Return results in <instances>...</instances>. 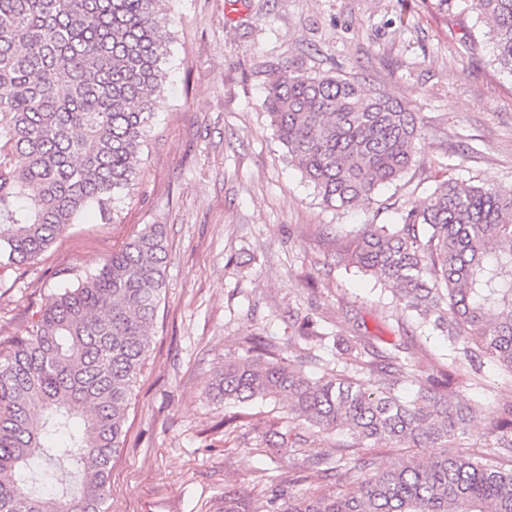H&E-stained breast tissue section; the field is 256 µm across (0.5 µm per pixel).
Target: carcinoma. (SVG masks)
Wrapping results in <instances>:
<instances>
[{
	"label": "carcinoma",
	"instance_id": "cac0c4a2",
	"mask_svg": "<svg viewBox=\"0 0 512 512\" xmlns=\"http://www.w3.org/2000/svg\"><path fill=\"white\" fill-rule=\"evenodd\" d=\"M495 61L512 74V0H474ZM169 20L159 0H0V266L38 258L87 208L107 217L136 179L139 151L166 71ZM264 106L288 161L324 204L371 199L413 164L417 113L380 91L330 74L285 69ZM336 261L374 276L395 306L462 339L463 361L445 382L408 400L403 348L381 356L367 336L346 372L307 377L253 346L224 362L215 389L239 404L272 399L327 434L348 428L358 445L436 448L371 474L339 450L311 448L295 479L325 467L338 490L301 498L260 491L224 495V512H512V399L489 421L494 446L448 454L468 411L448 388L484 362L512 373V188L437 181L397 224H363ZM168 262L160 224H147L97 272L54 293L31 336L0 357V512H105L137 379L147 360ZM72 468L74 488H53Z\"/></svg>",
	"mask_w": 512,
	"mask_h": 512
}]
</instances>
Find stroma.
Here are the masks:
<instances>
[{"mask_svg":"<svg viewBox=\"0 0 512 512\" xmlns=\"http://www.w3.org/2000/svg\"><path fill=\"white\" fill-rule=\"evenodd\" d=\"M168 80L141 148L135 185L112 220L86 213L37 259L0 267V343L30 336L52 293L72 287L148 224L164 227L169 261L147 364L112 467L107 512H220L225 494L298 498L304 451L347 445L348 464L375 470L406 457L353 447L348 429L318 434L282 403H225L212 385L226 359L260 338L306 376L342 367L347 340L407 348L417 367L401 391L443 380L461 343L411 314L373 276L336 262L337 236L395 224L436 177L512 186V74L493 62L472 0H162ZM362 81L420 119V156L358 206L327 208L285 158L265 114L281 69ZM312 320V330L302 328ZM450 393L471 410L450 452L489 445V413L512 397V374L486 364Z\"/></svg>","mask_w":512,"mask_h":512,"instance_id":"stroma-1","label":"stroma"}]
</instances>
